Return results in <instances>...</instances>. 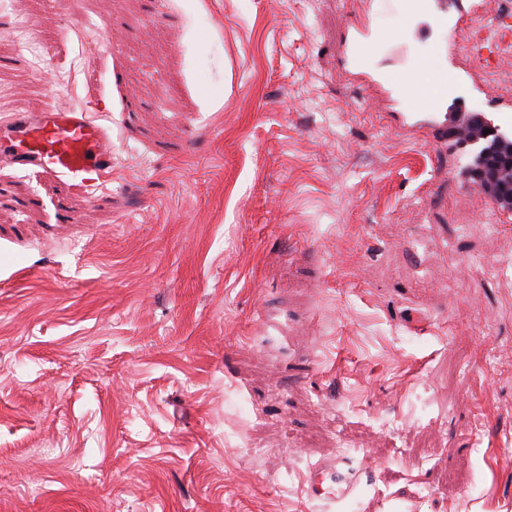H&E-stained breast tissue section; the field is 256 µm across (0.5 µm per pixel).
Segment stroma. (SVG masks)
<instances>
[{
	"mask_svg": "<svg viewBox=\"0 0 512 512\" xmlns=\"http://www.w3.org/2000/svg\"><path fill=\"white\" fill-rule=\"evenodd\" d=\"M14 4L0 120L89 109L114 159L67 196L0 159V512H512V210L345 64L364 0ZM470 39L427 43L512 135ZM343 441L353 494L307 497Z\"/></svg>",
	"mask_w": 512,
	"mask_h": 512,
	"instance_id": "1",
	"label": "stroma"
}]
</instances>
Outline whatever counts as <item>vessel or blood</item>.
Listing matches in <instances>:
<instances>
[{"label": "vessel or blood", "instance_id": "b4317fda", "mask_svg": "<svg viewBox=\"0 0 512 512\" xmlns=\"http://www.w3.org/2000/svg\"><path fill=\"white\" fill-rule=\"evenodd\" d=\"M402 12L407 20L422 19L428 28L443 31L450 19L461 15V0H404ZM351 50L363 63H370L378 50L370 21L356 28ZM383 81L394 106L404 110L410 101L420 100L416 116L437 130L447 131L448 123L441 114L448 109L447 98L458 79L449 73L443 56H436L431 66L409 58L405 73L384 75ZM0 144L11 147L14 164H37L63 178L70 189H91L112 169L111 138L82 110H51L35 117L18 115L8 128L0 130ZM352 490V480L339 474L332 463L313 467L306 479L305 491L311 498H345Z\"/></svg>", "mask_w": 512, "mask_h": 512}]
</instances>
